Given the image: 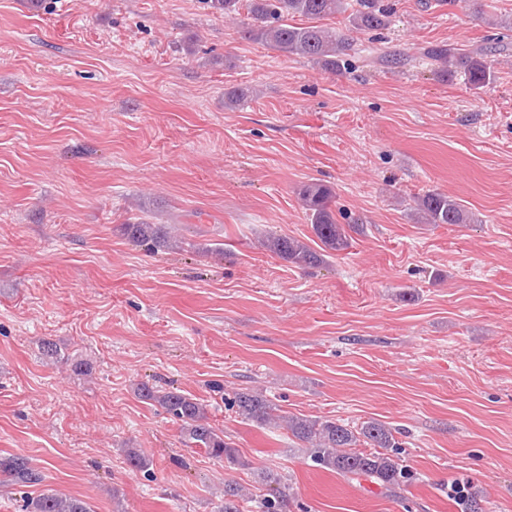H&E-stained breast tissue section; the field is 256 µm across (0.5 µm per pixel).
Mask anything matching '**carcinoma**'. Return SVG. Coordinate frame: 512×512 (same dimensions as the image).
I'll return each instance as SVG.
<instances>
[{"label":"carcinoma","instance_id":"carcinoma-1","mask_svg":"<svg viewBox=\"0 0 512 512\" xmlns=\"http://www.w3.org/2000/svg\"><path fill=\"white\" fill-rule=\"evenodd\" d=\"M211 9L226 16L239 12L241 0H206ZM352 9L350 22L361 30L381 31L391 22L389 6H368L359 3L353 8L347 0H247V13L253 24L246 34L275 51L315 61L327 69L336 70L341 58L353 51L348 39L336 37L318 25H290L284 17L298 15L315 20ZM509 43L497 42L477 51L445 46L423 49V59L446 70L448 75L461 74L470 87L478 90L491 84L492 74L483 56L508 50ZM299 198L306 211L315 236L325 251L339 252L350 245L345 228L336 223L331 210L332 190L318 182L305 184ZM411 208L427 224H467L475 217L453 197L431 191L412 197ZM123 234L137 241H149L158 248L169 245V236L163 224H125ZM264 246L277 257L298 267L315 266L323 262L322 254L304 241L283 235L270 234ZM141 399L159 404L166 413L180 422L184 441L206 450L214 458L233 466H243L238 449L224 439V432L209 422L208 410L198 400L176 389L159 391L143 383L138 387ZM230 405L242 419L268 426L276 422V408L263 393L244 389L233 394ZM288 433L308 445L310 460L318 467L337 473L351 481H369L387 490L409 482L411 473L399 457L401 443L395 429L377 420H368L359 426H350L336 419L291 416L285 419ZM374 448L372 452L358 450V446ZM0 472L17 483L35 484L40 476L25 459L13 457L0 460ZM260 480L268 486V493L254 499L255 512H285L288 504V483L275 473L263 472ZM243 498L241 488L224 484V502L218 512H240L238 502ZM26 512H91L81 499L56 494H41L27 499Z\"/></svg>","mask_w":512,"mask_h":512}]
</instances>
